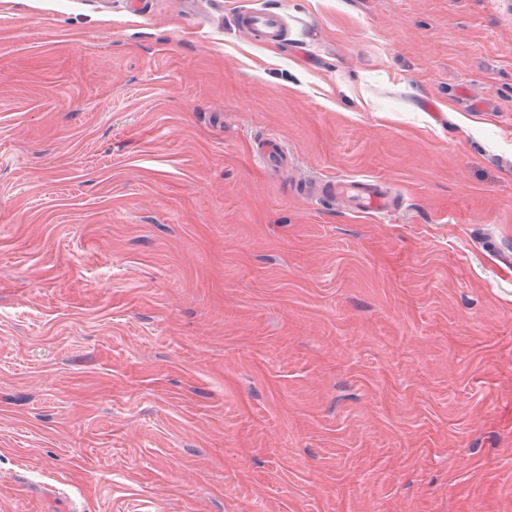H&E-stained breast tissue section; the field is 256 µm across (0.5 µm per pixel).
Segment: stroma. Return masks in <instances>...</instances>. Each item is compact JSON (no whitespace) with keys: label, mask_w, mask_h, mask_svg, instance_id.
<instances>
[{"label":"stroma","mask_w":512,"mask_h":512,"mask_svg":"<svg viewBox=\"0 0 512 512\" xmlns=\"http://www.w3.org/2000/svg\"><path fill=\"white\" fill-rule=\"evenodd\" d=\"M0 512H512V0H0ZM236 22L243 31L270 41H278L283 36V20L272 13L246 10L238 14ZM336 195L344 197L351 211L356 214H384L388 213L393 206L391 196L377 180L343 179L336 182L314 181L309 184L310 199L317 200Z\"/></svg>","instance_id":"stroma-1"}]
</instances>
